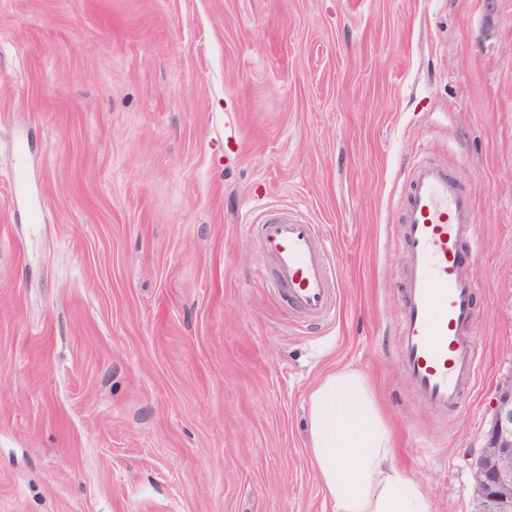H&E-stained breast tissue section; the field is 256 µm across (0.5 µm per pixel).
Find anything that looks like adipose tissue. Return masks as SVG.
<instances>
[{"label": "adipose tissue", "mask_w": 512, "mask_h": 512, "mask_svg": "<svg viewBox=\"0 0 512 512\" xmlns=\"http://www.w3.org/2000/svg\"><path fill=\"white\" fill-rule=\"evenodd\" d=\"M309 450L332 512H430L393 462L389 428L367 379L341 370L309 394Z\"/></svg>", "instance_id": "adipose-tissue-1"}]
</instances>
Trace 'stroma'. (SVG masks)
Listing matches in <instances>:
<instances>
[{
	"mask_svg": "<svg viewBox=\"0 0 512 512\" xmlns=\"http://www.w3.org/2000/svg\"><path fill=\"white\" fill-rule=\"evenodd\" d=\"M422 153L478 224L481 364L445 416L397 354ZM268 206L331 241L333 324L267 288ZM340 369L431 512H476L512 372V0H0V512H331L308 397Z\"/></svg>",
	"mask_w": 512,
	"mask_h": 512,
	"instance_id": "1",
	"label": "stroma"
}]
</instances>
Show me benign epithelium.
Returning a JSON list of instances; mask_svg holds the SVG:
<instances>
[{
  "mask_svg": "<svg viewBox=\"0 0 512 512\" xmlns=\"http://www.w3.org/2000/svg\"><path fill=\"white\" fill-rule=\"evenodd\" d=\"M491 410L483 446L471 466L484 512H512V373L500 380Z\"/></svg>",
  "mask_w": 512,
  "mask_h": 512,
  "instance_id": "7a95c632",
  "label": "benign epithelium"
}]
</instances>
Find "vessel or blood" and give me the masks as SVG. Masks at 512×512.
<instances>
[{
    "label": "vessel or blood",
    "mask_w": 512,
    "mask_h": 512,
    "mask_svg": "<svg viewBox=\"0 0 512 512\" xmlns=\"http://www.w3.org/2000/svg\"><path fill=\"white\" fill-rule=\"evenodd\" d=\"M403 188L397 236L404 258L399 362L423 403L445 413L470 393L480 362L470 336L476 211L455 168L441 162L414 161ZM248 230L271 264L268 285L287 310L306 323L331 324L339 307L338 278L318 225L288 207L264 211Z\"/></svg>",
    "instance_id": "b4317fda"
}]
</instances>
